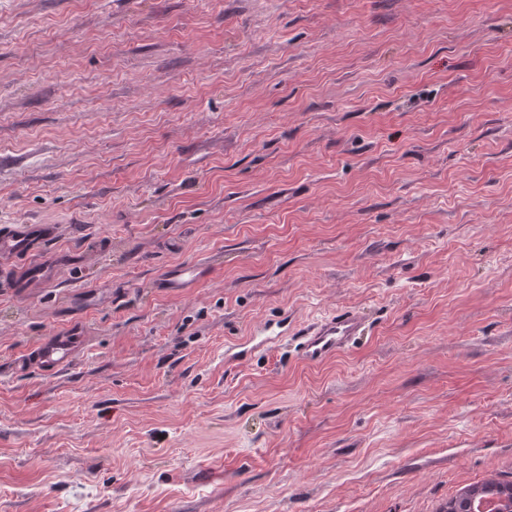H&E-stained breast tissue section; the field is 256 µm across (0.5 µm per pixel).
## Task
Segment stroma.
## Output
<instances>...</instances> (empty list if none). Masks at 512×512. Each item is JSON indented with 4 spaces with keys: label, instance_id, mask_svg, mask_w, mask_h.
Listing matches in <instances>:
<instances>
[{
    "label": "stroma",
    "instance_id": "obj_1",
    "mask_svg": "<svg viewBox=\"0 0 512 512\" xmlns=\"http://www.w3.org/2000/svg\"><path fill=\"white\" fill-rule=\"evenodd\" d=\"M23 224L57 233L0 261V512H438L512 481V0H0ZM344 307L367 335L303 362ZM71 325L68 369L20 372ZM366 332L364 316L357 310H336L293 334L302 360L321 364L345 353Z\"/></svg>",
    "mask_w": 512,
    "mask_h": 512
}]
</instances>
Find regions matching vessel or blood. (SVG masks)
<instances>
[{
  "label": "vessel or blood",
  "mask_w": 512,
  "mask_h": 512,
  "mask_svg": "<svg viewBox=\"0 0 512 512\" xmlns=\"http://www.w3.org/2000/svg\"><path fill=\"white\" fill-rule=\"evenodd\" d=\"M55 234L51 224H26L22 229L0 233V259L11 260L33 251ZM366 332L364 316L356 310L334 311L310 326L295 332L298 353L310 364L345 353ZM77 329H63L42 338L18 366L55 374L68 368L85 344Z\"/></svg>",
  "instance_id": "b4317fda"
}]
</instances>
